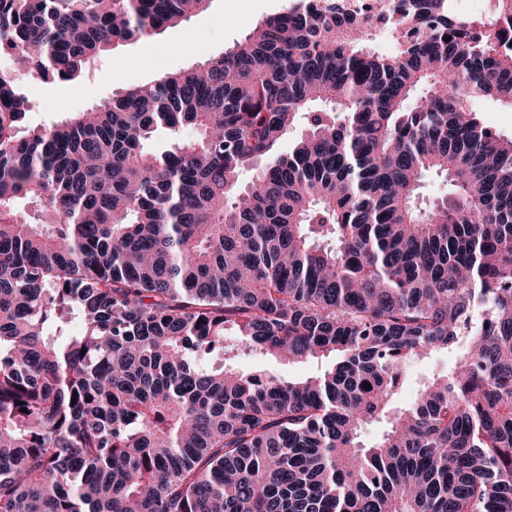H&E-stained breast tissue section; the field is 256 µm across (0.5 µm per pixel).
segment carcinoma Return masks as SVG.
<instances>
[{"instance_id": "cac0c4a2", "label": "carcinoma", "mask_w": 512, "mask_h": 512, "mask_svg": "<svg viewBox=\"0 0 512 512\" xmlns=\"http://www.w3.org/2000/svg\"><path fill=\"white\" fill-rule=\"evenodd\" d=\"M208 2L0 0V512H512V0H295L25 126ZM294 0H213L208 8L161 34L114 47L97 66L72 81L21 76L19 87L33 102L32 126L50 125L102 105L112 93L178 72L224 52L266 16ZM477 108L482 121L505 136L512 135V111L492 100H478ZM247 366L267 367L275 370L276 372H278L279 374L283 375L286 378L297 379L316 374L319 371L321 364H318L316 361H304L298 364L284 365L270 358H261L249 360L247 362Z\"/></svg>"}]
</instances>
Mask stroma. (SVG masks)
Masks as SVG:
<instances>
[{"label": "stroma", "mask_w": 512, "mask_h": 512, "mask_svg": "<svg viewBox=\"0 0 512 512\" xmlns=\"http://www.w3.org/2000/svg\"><path fill=\"white\" fill-rule=\"evenodd\" d=\"M293 0H211L208 8L161 34L114 47L96 67L72 81L23 76L19 86L33 102L29 123L50 125L104 104L113 92L178 72L224 52L266 16Z\"/></svg>", "instance_id": "1"}]
</instances>
